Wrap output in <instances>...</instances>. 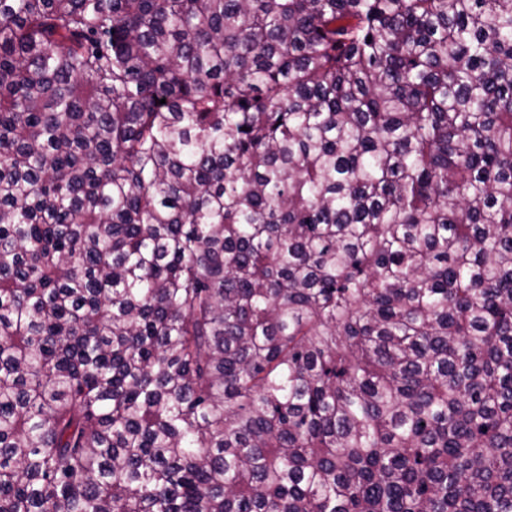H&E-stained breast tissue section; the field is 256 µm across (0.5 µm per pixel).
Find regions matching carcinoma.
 Returning <instances> with one entry per match:
<instances>
[{
	"mask_svg": "<svg viewBox=\"0 0 512 512\" xmlns=\"http://www.w3.org/2000/svg\"><path fill=\"white\" fill-rule=\"evenodd\" d=\"M0 512H512V0H0Z\"/></svg>",
	"mask_w": 512,
	"mask_h": 512,
	"instance_id": "obj_1",
	"label": "carcinoma"
}]
</instances>
